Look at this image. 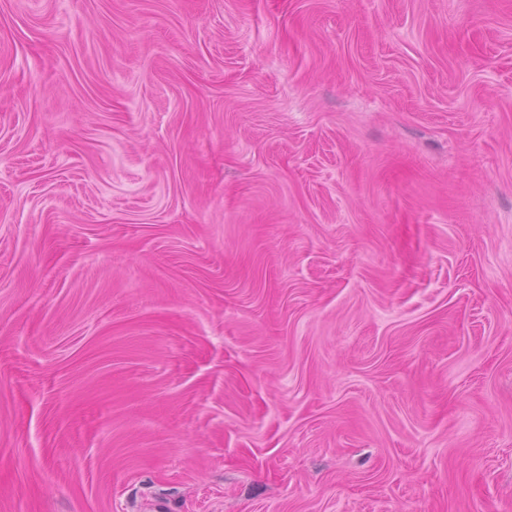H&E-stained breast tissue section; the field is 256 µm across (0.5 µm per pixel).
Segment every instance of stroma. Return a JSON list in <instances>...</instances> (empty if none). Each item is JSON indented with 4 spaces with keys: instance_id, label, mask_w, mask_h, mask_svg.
Segmentation results:
<instances>
[{
    "instance_id": "stroma-1",
    "label": "stroma",
    "mask_w": 512,
    "mask_h": 512,
    "mask_svg": "<svg viewBox=\"0 0 512 512\" xmlns=\"http://www.w3.org/2000/svg\"><path fill=\"white\" fill-rule=\"evenodd\" d=\"M0 512H512V0H0Z\"/></svg>"
}]
</instances>
